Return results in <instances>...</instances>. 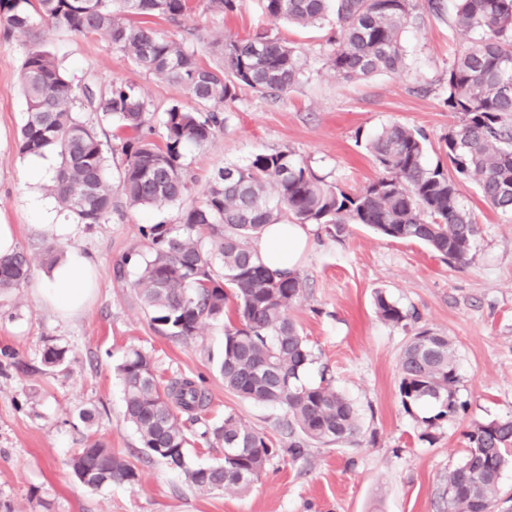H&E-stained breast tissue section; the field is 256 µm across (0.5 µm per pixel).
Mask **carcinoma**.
Wrapping results in <instances>:
<instances>
[{
	"label": "carcinoma",
	"instance_id": "cac0c4a2",
	"mask_svg": "<svg viewBox=\"0 0 512 512\" xmlns=\"http://www.w3.org/2000/svg\"><path fill=\"white\" fill-rule=\"evenodd\" d=\"M37 2L43 26L53 33L92 37L105 33L112 50L157 79L183 88L192 107L172 104L163 112L164 145L152 140V105L132 84L100 79L77 96L46 42L35 32L33 15L18 2ZM275 23L314 26L328 11L336 28L327 43L326 65L340 79L396 73L404 64L401 36L414 18L416 0H262ZM436 16L461 39L448 64V110L459 123L443 138L446 162L426 161L428 138L418 129L392 123L368 139L366 149L383 175L366 187L347 191L315 174L288 147L229 163L217 171L201 200L181 210L177 224H153L144 231L148 251L141 257L134 287L153 320L173 336L198 334L222 321L224 388L242 400L279 413L288 435L283 444L294 459L312 443L353 445L360 436L353 403L326 377L304 381L314 353L289 311L303 295L305 281L295 271L271 270L257 262L251 241L268 224H314L342 239L352 224H364L392 239L417 240L448 262L469 260L478 225L464 208L461 187L474 181L491 207L512 215V0H427ZM191 0H11L0 10V27L25 39L19 77L27 120L19 150H54L60 165L48 186L58 206L79 224H100L114 213L183 203L193 177L185 152L224 130V103L249 89L279 97L305 77L306 51L266 31L211 46L217 63L199 56L202 35L187 29L178 39L161 34L144 18L163 16L179 24ZM93 112L97 124L79 117ZM133 136L121 139L125 162L112 180V145L103 125ZM30 257L23 250L0 259V292L24 286ZM374 309L384 323L406 327L419 320L386 294L376 292ZM69 350L45 347L43 362L64 366ZM403 409L427 407L428 428L456 416V343L429 328L408 337L399 358ZM123 387L124 419L142 448L167 467L181 471L202 492L244 491L257 480L273 441L224 413L211 426L198 416L206 401L202 383L177 378L157 382L145 351L131 347L117 365ZM202 422L197 439L224 448L223 458L194 466L191 437L183 416ZM461 461L448 470V512H503L512 501L500 493L504 470L512 465V419L473 424L465 433ZM72 471L85 487L133 485L134 465L102 442L91 441L72 458Z\"/></svg>",
	"mask_w": 512,
	"mask_h": 512
}]
</instances>
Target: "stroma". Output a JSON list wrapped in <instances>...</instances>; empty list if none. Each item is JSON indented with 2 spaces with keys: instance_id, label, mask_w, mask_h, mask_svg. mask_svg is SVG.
<instances>
[{
  "instance_id": "1",
  "label": "stroma",
  "mask_w": 512,
  "mask_h": 512,
  "mask_svg": "<svg viewBox=\"0 0 512 512\" xmlns=\"http://www.w3.org/2000/svg\"><path fill=\"white\" fill-rule=\"evenodd\" d=\"M417 3L402 37L404 69L352 81L323 67L326 35L336 25L331 17L319 26L275 25L260 0H240L220 17L196 8L179 27L153 18L169 36L195 27L208 43L263 26L308 55L307 81L278 99L241 92L224 108L223 133L187 150L193 199H201L226 163L284 146L327 182L364 188L381 170L362 140L393 122L423 130L427 159L436 162L443 137L458 123L444 103L443 86L460 44L447 19L430 14L426 0ZM47 45L75 91L105 78L136 84L159 113L191 104L181 87L140 72L112 51L107 35L53 34ZM23 57L20 40L0 37V222L17 225V246L31 257L29 285L0 295V512H446L441 495L449 469L465 452L470 426L512 418V217L485 204L475 182L466 183L462 199L478 234L470 260L456 265L421 242L381 237L361 225L339 241L314 230L298 266L306 291L291 315L316 355L307 380L318 382L321 370L329 371L358 409L361 442L317 445L299 461L277 451L247 492L203 493L148 457L125 422L115 374L124 352L132 346L148 352L161 381L201 378L209 422L220 423L232 411L279 444L276 414L225 390L219 372L223 323L204 325L189 339L170 335L135 292L138 265L116 268L122 255L146 252L144 227L177 223L178 206L129 210L87 226L58 208L47 178L32 175V158L18 143L27 116L18 87ZM33 197L43 201L44 213L30 209ZM49 244L89 256L98 271L93 299L70 317L40 302L32 288L50 271L43 261ZM378 291L416 309L420 326L455 339L464 412L429 429L403 410L398 362L409 331L377 318ZM51 344L69 349L64 369L44 364L43 350ZM84 409L94 412L93 423L81 419ZM94 440L135 465L134 485L92 492L77 481L69 462Z\"/></svg>"
}]
</instances>
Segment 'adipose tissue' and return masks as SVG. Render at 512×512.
<instances>
[{
  "instance_id": "obj_1",
  "label": "adipose tissue",
  "mask_w": 512,
  "mask_h": 512,
  "mask_svg": "<svg viewBox=\"0 0 512 512\" xmlns=\"http://www.w3.org/2000/svg\"><path fill=\"white\" fill-rule=\"evenodd\" d=\"M312 227L308 224H270L256 238L252 250L263 265L292 271L310 245ZM96 273L92 261L80 252L73 251L50 270L35 287L42 303L53 307L62 316H70L88 302L93 277Z\"/></svg>"
}]
</instances>
